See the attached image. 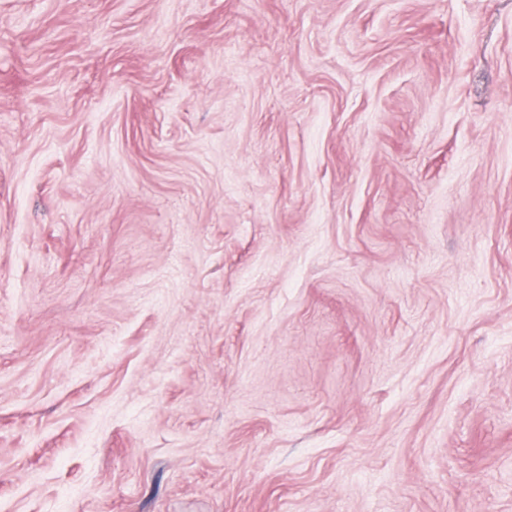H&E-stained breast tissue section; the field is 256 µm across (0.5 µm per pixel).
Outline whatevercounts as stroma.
I'll use <instances>...</instances> for the list:
<instances>
[{"mask_svg": "<svg viewBox=\"0 0 512 512\" xmlns=\"http://www.w3.org/2000/svg\"><path fill=\"white\" fill-rule=\"evenodd\" d=\"M0 512H512V0H0Z\"/></svg>", "mask_w": 512, "mask_h": 512, "instance_id": "35a3bbf8", "label": "stroma"}]
</instances>
